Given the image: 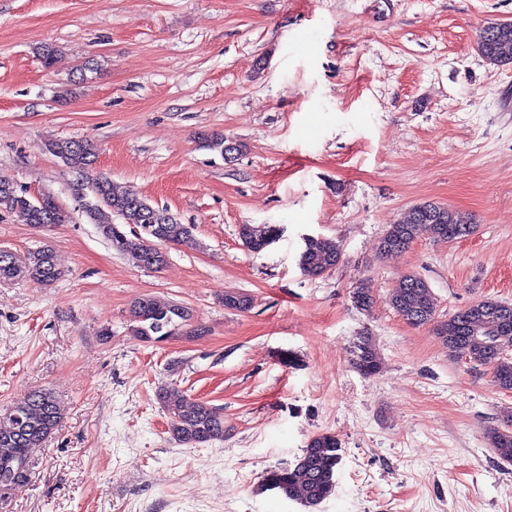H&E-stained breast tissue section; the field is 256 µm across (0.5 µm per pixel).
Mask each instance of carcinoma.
<instances>
[{"instance_id":"1","label":"carcinoma","mask_w":512,"mask_h":512,"mask_svg":"<svg viewBox=\"0 0 512 512\" xmlns=\"http://www.w3.org/2000/svg\"><path fill=\"white\" fill-rule=\"evenodd\" d=\"M478 48L495 65L512 64V26L502 31H495L490 26L484 28L479 35ZM37 53L43 65L50 68L57 62L60 49L53 44H44L37 48ZM203 146L217 150L223 156L239 153V145L227 147L222 135L204 137ZM46 150L68 168L85 174L92 199L83 204V212L113 247L131 255L140 266L160 270L167 262L164 247L196 246V239L186 225L149 222L147 217L153 214L154 206L148 199L95 171L97 152L92 141L56 140L46 144ZM2 210L35 228L64 221L54 197L43 195L32 199L25 190L6 179H0ZM126 224H142L149 230L144 235L135 233L130 236L122 230ZM423 227L438 241L461 239L473 232L465 215L442 204L422 203L413 206L403 220L387 225L379 252L389 255L406 250ZM239 235L252 251L258 240L281 235V228L275 224H242ZM342 256L339 244L315 237L305 245L300 267L305 275L319 277L335 269ZM61 277L55 254L47 247L29 253L22 264L12 253L0 250V279L27 278L49 286ZM388 301L407 323L414 326L434 324L435 335L448 349L449 356L467 357L489 367L493 383L502 390H512V305L487 298L439 321L431 288L415 273L401 276ZM352 302L362 310L370 307L372 288L360 284L352 292ZM224 307L244 312L250 309L251 299L244 293L227 292ZM131 313L130 330L146 342L196 335V330L188 327L190 312L185 307L165 303L150 294L136 298ZM360 345L362 355L355 356L353 364L362 375L372 376L381 369V357L370 340L365 339ZM157 400L169 415V433L174 440L197 446L224 439V416L218 408L205 401L177 396L168 388L158 391ZM8 420L9 427L0 428V465L8 461L30 475L31 455L57 430L61 406L51 392L34 390L15 403ZM504 422L505 426L489 430L488 441L500 460L512 463V407L504 410ZM340 451L341 444L335 435L317 434L308 440L294 467L266 471L257 491L263 493L275 487L285 498L314 508L336 490Z\"/></svg>"}]
</instances>
